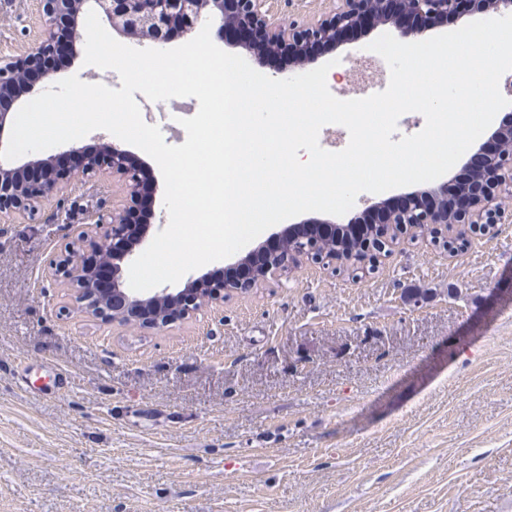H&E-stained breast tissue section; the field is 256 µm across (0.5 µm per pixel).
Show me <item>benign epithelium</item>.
Segmentation results:
<instances>
[{"label": "benign epithelium", "mask_w": 512, "mask_h": 512, "mask_svg": "<svg viewBox=\"0 0 512 512\" xmlns=\"http://www.w3.org/2000/svg\"><path fill=\"white\" fill-rule=\"evenodd\" d=\"M265 5L266 0H42L44 25L39 43L0 64V102L7 99L15 105L42 92L52 76L48 71H39L44 59L54 51L63 33L73 49L85 41L84 18L91 10L116 33L153 43L169 42V35L175 30L180 32V39L189 41L197 27L210 18L215 38L226 40L230 31H243L250 38L236 44L248 47L259 57L281 55L300 65L313 59L309 53L312 45L334 46L342 31L361 35L383 22L397 21L396 6L418 20L413 28L396 27L404 39L445 25L450 16L460 20L490 10L512 14V0H334L329 11L300 25L270 13ZM95 140L101 149L88 151L72 146L65 150L67 154H85L83 164L75 168H60L57 154L20 164L13 160L0 162V215L17 220L34 218L50 198L76 186L96 169L109 170L125 192L122 208L92 213L89 224L77 232L65 254L49 261L53 274L64 276L76 286L75 301L80 312L104 321L158 328L173 320L171 316L152 315L163 301L178 303L181 314L188 316L223 304L224 295L230 292H246L267 282V278L277 279L298 266L285 253L277 265L266 261L246 280L226 278L217 283L205 273L188 278L176 293L167 288L147 294L130 292L124 288L123 268L140 255L149 228L140 224V231L132 233L134 225L139 224L141 195L146 191L156 198L161 186L148 163L123 143L103 135L95 136ZM500 158L497 152L486 158L481 166L486 174L467 180L454 205L428 206L418 200L424 193L447 194V185L438 183L413 191L416 200L408 208L394 210L390 201L383 199L366 209L383 212L384 224H401L402 217L411 215L416 224H456L464 232L482 224L493 226L503 218V195H512V162L508 163L507 175L497 176L495 165ZM323 224V220L311 219L301 225H289L274 239L313 236Z\"/></svg>", "instance_id": "1"}]
</instances>
